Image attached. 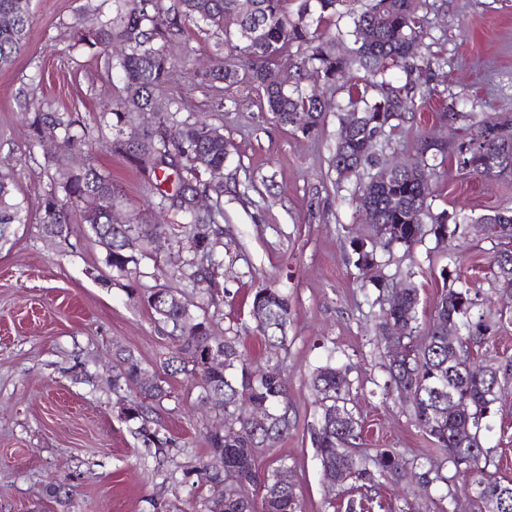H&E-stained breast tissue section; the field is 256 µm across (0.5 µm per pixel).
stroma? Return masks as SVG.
Instances as JSON below:
<instances>
[{"label":"stroma","mask_w":512,"mask_h":512,"mask_svg":"<svg viewBox=\"0 0 512 512\" xmlns=\"http://www.w3.org/2000/svg\"><path fill=\"white\" fill-rule=\"evenodd\" d=\"M433 3L421 47L435 59L421 80L427 95L408 102L407 121L383 141L391 158L412 156L416 136L438 131L439 110L453 102L462 112L512 119V0ZM112 9L113 0H31L24 46L0 68V175L10 178L28 213L0 240V512H62L46 492L59 482L75 492L71 512H201L209 491L196 472L207 460L205 435L220 417L198 406V390L185 376H166L172 396L158 420L177 445L152 456L120 417L133 391L112 389L117 350L156 369L172 347L136 297L158 285L205 307L212 335L238 334L254 368L265 364L267 350L251 315L253 295L265 287L287 294V341L278 358L296 426L261 449L257 465L264 471L287 458L303 512H345L350 496L328 486L311 443L317 413L311 376L329 362L347 373L346 406L362 428L361 452L391 449L413 472L399 482L381 478L379 496L394 512H448L453 467L415 426L411 401L382 393L392 357L376 342L378 292L355 267L352 246L356 239L372 242L373 230L357 208L355 183L336 182L335 113L308 134L280 125L257 92L202 81L221 60L222 31L191 25L170 41L173 75L161 94L173 104L171 123L216 127L230 149L221 171L203 175L224 185L222 198L206 197L204 206L223 210V264L213 294L186 286L174 275L190 257L181 214L161 205L153 173L114 151L120 130L100 124L105 109L123 106L124 85L105 58L77 42L79 29ZM34 97L63 120L102 131L92 153L76 152L68 161L109 176L116 219L152 231L147 250L135 255L134 275L107 266L104 247L77 207L69 209L67 238L44 234L43 205L61 149L59 140H38L30 128L26 104ZM429 192L434 212L474 219L512 208V175L484 177L449 158ZM491 256V242L472 230L444 244L428 235L410 250H381L377 261L386 277L418 288L424 323L445 278L474 293L492 292ZM490 424L483 443L493 470L512 478L511 397L497 403ZM430 468L443 480L426 489L417 475Z\"/></svg>","instance_id":"35a3bbf8"}]
</instances>
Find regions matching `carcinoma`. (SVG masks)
Returning <instances> with one entry per match:
<instances>
[{"label": "carcinoma", "mask_w": 512, "mask_h": 512, "mask_svg": "<svg viewBox=\"0 0 512 512\" xmlns=\"http://www.w3.org/2000/svg\"><path fill=\"white\" fill-rule=\"evenodd\" d=\"M115 13L95 28L81 34L80 40L101 53L123 43L127 50L119 57L128 97L156 121L130 133L119 141L130 162L152 171L184 172L181 186L172 195H163L169 207L180 211L190 226L187 236L193 261L191 272L177 270L178 277L194 286L212 280L221 265L215 216L201 213L193 206L199 193H223L221 184L201 183L202 171L220 170L228 151L224 136L205 124L174 126L168 123L169 103L158 97L168 81L169 60L164 42L184 33L187 24L205 22L225 32V43L243 64L226 60L211 73L215 80L230 85L243 84L265 99L277 122L309 131L320 125L332 105L302 90L290 89L277 67V60L292 46L305 50L301 63L288 62L291 68L306 67L308 77L325 83L351 81L353 71L363 70L380 80L373 83L378 94H361L352 102L359 122L349 132L338 131L332 166L337 182L356 180L359 208H368L376 216L372 249H355V267L364 279L385 296L390 282L380 273L376 249L395 244L408 248L426 234L440 240L458 235L460 225L494 224L491 274L501 294L504 283H512V210H498L476 219L433 213L425 182L436 175L435 161L447 157V144L435 145L420 134L415 143V165L396 172L386 180H374L370 171L380 165L376 153L363 154L367 141L384 138L405 122L404 99L412 98L417 87L407 81L396 87L387 81V73L401 68L406 75L429 70L434 61L417 53L424 37L421 12L427 0H368L360 11L354 0H252L254 9L246 14L241 0H114ZM347 7L350 18L347 35L353 47L347 54L335 50V42L324 38L314 25L325 15H334ZM30 0H0V66L12 61L25 39L31 23ZM163 44H156V40ZM61 125L54 116L34 107L32 126L40 133L44 127ZM65 126V147L90 151L96 144L89 131H72ZM476 148L482 163L467 166L470 157L464 150ZM452 156L457 165L485 176L512 174V123L481 119L470 136L457 141ZM59 187L75 203L84 204L81 220L90 226L98 242L106 249V263L120 273H130L136 263L134 243L146 241L148 233L135 231L130 224H111L114 190L110 178L92 166L62 167L57 170ZM27 214L15 200L12 185L0 177V238L11 224H23ZM44 232L56 238L68 233L70 217L55 194L44 202ZM144 303L155 320L169 328L172 349L160 362L165 373L182 374L199 388V404L224 416L226 430H211L205 435L208 461L197 473L209 486L211 495L203 501V512H301L295 491L294 471L285 460L264 474L256 467L259 449L288 436L292 422L288 407L287 384L281 375L278 350L284 345L288 323V296L272 288L259 289L253 298L252 316L262 335L269 356L265 368L255 371L238 350L239 337L216 338L210 333L208 318L191 311L189 304L171 288H152L143 294ZM419 292L407 288L396 302L381 308L378 339L389 346H402L404 356L388 368L385 392L410 390L415 395L411 417L437 447L448 453L455 472L470 474L463 494L478 512H512V479H503L487 470L489 449L482 432L490 429L489 418L495 410V393L502 384L512 385V360L492 363L475 353L489 347L502 319L491 318L486 300L467 288L444 289L435 306V314L422 327L418 323ZM403 322L399 336H388V322ZM457 338L448 341V328ZM215 349L222 355L220 365L204 362L205 352ZM118 372L112 387L135 389V398L123 405L121 415L136 424L135 435L141 447L160 451L176 445L152 417L156 406L170 397L163 378L149 371L131 351L118 352ZM311 384L320 395L316 425L311 440L324 471L336 478L335 485L370 492L387 475L400 477L405 471L400 457L390 450L376 452L373 467H368L352 451L360 439L361 426L345 407L349 383L342 368L326 364L316 370ZM266 409V425L247 418L243 405ZM471 434L463 437L461 428ZM262 489V494L250 488ZM47 494L61 507L72 503L73 490L65 484L49 487Z\"/></svg>", "instance_id": "cac0c4a2"}]
</instances>
